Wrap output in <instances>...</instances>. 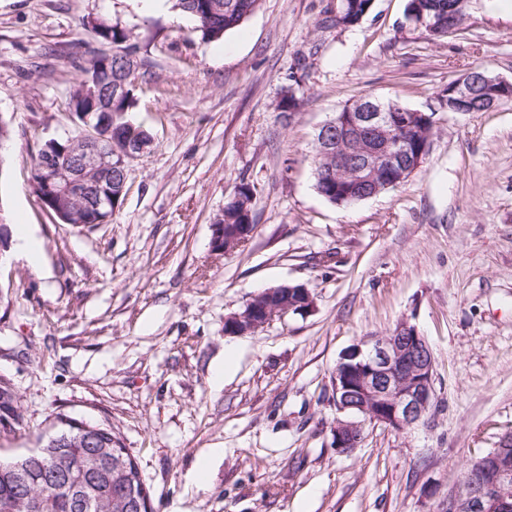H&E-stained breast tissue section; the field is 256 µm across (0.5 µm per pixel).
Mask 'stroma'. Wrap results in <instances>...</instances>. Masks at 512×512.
I'll return each instance as SVG.
<instances>
[{
	"label": "stroma",
	"mask_w": 512,
	"mask_h": 512,
	"mask_svg": "<svg viewBox=\"0 0 512 512\" xmlns=\"http://www.w3.org/2000/svg\"><path fill=\"white\" fill-rule=\"evenodd\" d=\"M405 5L374 0L343 28L323 22L336 0H261L206 43L169 0H0V212L36 240L0 261V376L24 413L0 458L76 419L121 436L153 512H445L512 431V101L445 106L468 69L512 79V0H473L440 41L405 24ZM99 17L139 46L132 117L153 146L111 221L64 224L32 191L33 159L77 131L72 59L96 48ZM291 91L300 108L277 112ZM370 95L433 113L429 152L401 185L331 204L315 136ZM243 185L255 230L215 255L211 224ZM285 283L313 309L225 335L228 315ZM403 319L432 350L436 402L424 423L366 424L337 453L332 370Z\"/></svg>",
	"instance_id": "1"
}]
</instances>
